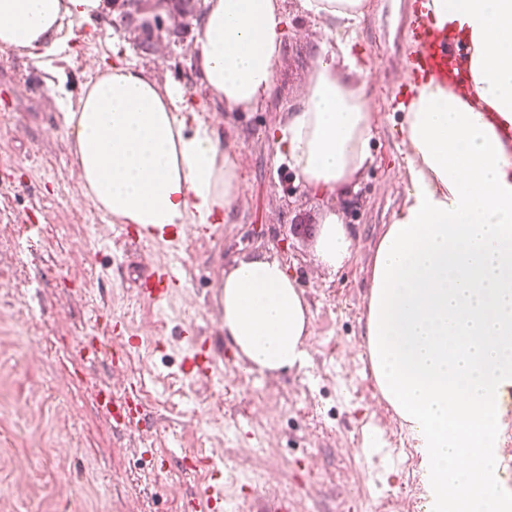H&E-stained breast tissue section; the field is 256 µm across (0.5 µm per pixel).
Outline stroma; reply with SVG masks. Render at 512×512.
Returning a JSON list of instances; mask_svg holds the SVG:
<instances>
[{"instance_id":"1","label":"stroma","mask_w":512,"mask_h":512,"mask_svg":"<svg viewBox=\"0 0 512 512\" xmlns=\"http://www.w3.org/2000/svg\"><path fill=\"white\" fill-rule=\"evenodd\" d=\"M417 2L367 0L352 53L376 116L375 163L356 190L320 195L295 183L269 131L302 99L317 49L336 37L286 0L275 96L256 111L215 116L240 166L239 207L212 240L184 225L185 286L160 307L137 285L166 254L118 239L112 217L85 198L60 102L118 58L203 101L186 19L143 0L122 27L108 14L75 26L67 50L46 59L63 69L60 90L27 51L0 49V512H179L182 497L206 484L177 456L214 450L227 459L224 492L236 512H249L248 487L261 482L292 512H412L413 499L427 498L407 429L362 348L370 256L405 196L395 103L412 52L402 31ZM153 18L168 57L141 48L150 38L142 22ZM333 211L354 240L336 270L316 255L319 221ZM263 254L282 256L309 303L306 365L259 374L228 347L222 381L184 378L183 323L218 335L225 270ZM105 308L140 340L114 369L80 347ZM133 385L146 419L120 433L98 395L119 399Z\"/></svg>"}]
</instances>
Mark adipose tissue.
<instances>
[{"label":"adipose tissue","mask_w":512,"mask_h":512,"mask_svg":"<svg viewBox=\"0 0 512 512\" xmlns=\"http://www.w3.org/2000/svg\"><path fill=\"white\" fill-rule=\"evenodd\" d=\"M191 49L209 104L252 110L273 97L286 28L284 0H203ZM327 23L356 28L366 0H299ZM109 0H0V47L60 52L67 27L109 12ZM421 18L470 49L474 96L423 79L399 102L407 187L384 225L370 270L364 345L383 399L429 451L432 512H512L493 484L512 391V0H421ZM348 44L320 48L306 92L272 132L301 184L355 185L374 157L377 124ZM79 177L92 205L148 234L228 220L239 164L216 123L180 85L159 88L129 61L63 103ZM354 244L342 219L321 220L317 257L336 269ZM221 330L251 369L304 365L310 310L277 256L224 273Z\"/></svg>","instance_id":"ef3b65f1"}]
</instances>
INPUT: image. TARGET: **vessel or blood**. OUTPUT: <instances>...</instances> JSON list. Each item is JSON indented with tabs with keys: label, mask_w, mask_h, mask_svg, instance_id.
Segmentation results:
<instances>
[{
	"label": "vessel or blood",
	"mask_w": 512,
	"mask_h": 512,
	"mask_svg": "<svg viewBox=\"0 0 512 512\" xmlns=\"http://www.w3.org/2000/svg\"><path fill=\"white\" fill-rule=\"evenodd\" d=\"M413 47L412 57L407 65L413 76L427 78L465 95L468 87L462 83L468 71L469 50L465 44L449 34L447 28L431 22L415 23L408 31ZM168 259L154 273L139 284V295L160 306L168 302L175 289L183 287L182 254L184 243L181 238L163 240ZM182 339L187 346L182 358L183 374L193 381H212L221 375L224 362V345L203 336L195 322L185 323L181 329ZM100 405L109 410L114 427L124 429L140 421L143 402L138 390H131L119 400L101 399ZM180 465L185 470L204 471L210 483L205 493H191L181 500V512H227V500L220 481L224 476V458L210 455L205 458L182 456Z\"/></svg>",
	"instance_id": "obj_1"
}]
</instances>
